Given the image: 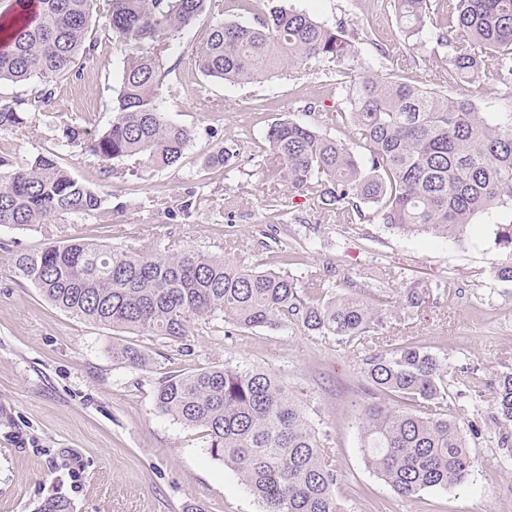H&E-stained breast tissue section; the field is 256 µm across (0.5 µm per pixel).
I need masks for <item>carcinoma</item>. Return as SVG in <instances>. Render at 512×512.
<instances>
[{
  "mask_svg": "<svg viewBox=\"0 0 512 512\" xmlns=\"http://www.w3.org/2000/svg\"><path fill=\"white\" fill-rule=\"evenodd\" d=\"M407 38L428 30L448 49L463 84L490 72L512 83V0H445L443 21H431V0H393ZM203 13L196 63L207 77L246 84L278 73L324 72L334 64L346 111L337 113L354 142L292 119L265 135L272 173L310 209L338 224H368L378 216L401 234L423 233L463 243L474 216L512 204V113L489 123L467 96L422 88L395 73L358 62L345 28L307 13L275 8L259 26L224 20V0H0V82L38 79L31 98L0 100V134L21 128L31 109L49 105L53 83L93 55L92 16L122 51L110 127L87 138L79 123L58 128L60 151L20 162L0 156V226L25 227L71 217L110 223L104 197L74 177L64 157L91 153L106 166L137 172L180 163L193 141L188 128L160 107L170 41ZM366 150L365 155L355 147ZM237 150L208 153L210 168L230 171ZM300 255L281 246L285 269L257 271L192 247L160 251L89 242H60L10 254L16 277L33 284L55 307L93 324L153 336L183 348L192 330L221 322L237 330L301 328L363 346L380 339L383 295L336 294L320 280L300 287L286 266ZM433 285L413 281L402 308L419 309ZM112 359L147 367V353L129 340L112 343ZM369 399L360 412L364 464L403 498L465 483L475 462L457 419L448 415L450 386L474 391L483 377L448 365L412 341L391 343L363 371ZM157 409L201 430L212 456L224 460L262 504V512H343L335 494L338 471L303 401L262 367L212 366L170 372L156 393ZM498 417L512 423V374L499 376ZM37 512H71L50 496Z\"/></svg>",
  "mask_w": 512,
  "mask_h": 512,
  "instance_id": "obj_1",
  "label": "carcinoma"
}]
</instances>
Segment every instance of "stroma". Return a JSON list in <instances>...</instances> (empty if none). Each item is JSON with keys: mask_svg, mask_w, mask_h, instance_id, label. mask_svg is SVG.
Wrapping results in <instances>:
<instances>
[{"mask_svg": "<svg viewBox=\"0 0 512 512\" xmlns=\"http://www.w3.org/2000/svg\"><path fill=\"white\" fill-rule=\"evenodd\" d=\"M291 7L328 25L343 24L362 65L378 70L404 60L402 77L455 95L458 83L447 51L427 35L405 40L388 0H261L259 7ZM201 16L174 41L177 71L162 89L167 118L192 130L181 166L123 172L103 178L90 154L69 160L71 173L97 185L112 209V224L94 218L63 224L0 227V512H36L50 496L73 512H262L261 505L223 460L211 455L200 430L158 411L155 395L174 369L216 365L258 366L276 373L301 394L322 433L340 479L336 497L344 512H512V425L495 409L499 376L512 373V281L497 267L512 256L495 242L496 227L512 210L493 208L474 217L465 244L424 234H400L380 221L364 229L304 206L302 197L269 181L256 158L268 149L267 127L277 119L318 122L338 112L343 97L321 73L277 74L239 85L204 76L195 64ZM99 47L79 74L58 80L50 107L29 114L18 131L0 136V151L26 159L55 150L64 123L80 122L97 136L112 122V97L121 77V54L101 22ZM469 90L490 122L512 110V85L483 76ZM237 148L231 174L205 166L215 145ZM201 193L188 215L169 218L166 205ZM277 194L282 223H267L263 200ZM65 239L177 249L192 246L248 266L272 269L281 243L310 241L288 271L299 283L344 277L389 296L384 336L405 338L448 365L449 375L477 369L483 386L448 399V412L469 431L475 453L465 485L397 495L368 470L359 452L357 413L366 401L363 369L374 350L300 329L224 332L203 329L189 338L190 355L150 336L138 337L152 360L135 368L112 359L115 331L52 307L39 290L16 278L11 251L39 249ZM448 276L447 295H430L408 312L397 300L410 282Z\"/></svg>", "mask_w": 512, "mask_h": 512, "instance_id": "35a3bbf8", "label": "stroma"}]
</instances>
